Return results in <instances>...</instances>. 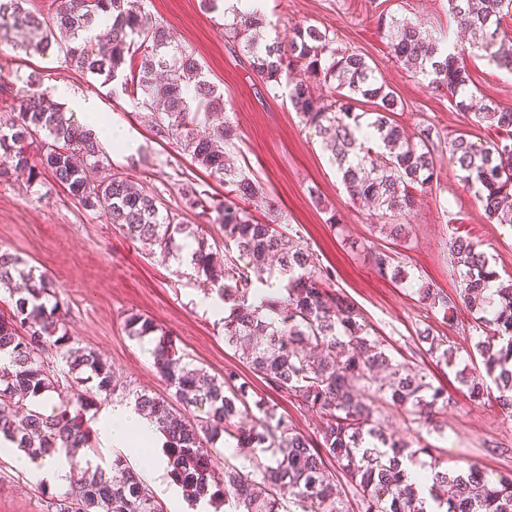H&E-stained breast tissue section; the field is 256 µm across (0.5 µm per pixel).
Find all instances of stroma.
<instances>
[{
    "instance_id": "stroma-1",
    "label": "stroma",
    "mask_w": 512,
    "mask_h": 512,
    "mask_svg": "<svg viewBox=\"0 0 512 512\" xmlns=\"http://www.w3.org/2000/svg\"><path fill=\"white\" fill-rule=\"evenodd\" d=\"M146 8L173 29L209 80L223 90L224 114L237 127L227 150L263 189L249 211L257 220L279 224L316 253L332 273V288L354 302L394 356L427 369L435 384L447 390L448 409L437 414V429L426 436L442 467L472 466L494 479L512 476V417L503 414L494 395L472 400L453 371L436 367L417 339L428 328L472 350L477 336L468 328L467 311L458 310L456 321L444 319L420 301L414 288L379 278L367 256L375 248L397 252L417 284L452 296L460 285L448 275L447 254L457 232L481 244L501 279L512 278V224L488 218L449 164L446 149L456 133L491 141L498 135L496 128L473 122L456 109L446 91L431 88L422 76L395 63L380 24L384 18H402L432 31L444 45L459 43L448 0H266L268 36L289 42L291 24L297 20L333 32L342 46L364 55L405 103L398 121L409 139L417 140L422 129L431 130L438 147V181L417 192L415 206L401 218L408 234L397 242L380 234L374 209L349 195L319 131L305 125L287 96L268 95L260 78L225 41L222 15L203 13L199 0H146ZM468 69L479 94L512 107L511 72L475 55L469 57ZM33 72L41 76L34 86L26 81ZM0 77L13 89L12 97L0 102L1 120L35 92L64 107L73 97L92 100L95 118L134 142L129 150L107 148L113 169L161 194L170 208L183 211L187 223L204 225L212 237H220L213 215L184 211L177 182L190 179L207 185L218 198L224 195L223 186L208 180L175 145L157 140L148 111L135 108L100 77L70 70L57 53L28 55L11 42L0 43ZM329 208L337 214V225L325 222ZM0 248L53 277L74 347L95 350L111 365L118 394L91 407L88 421L122 404L125 393L167 391L148 351L124 328L132 312L168 330L190 361L210 374L220 376L229 368L246 373L238 354L225 345L222 326L201 304L205 285L177 261L128 240L118 226L86 209L52 179L33 187L22 176L0 180ZM0 512H48L45 487L5 455L0 456Z\"/></svg>"
}]
</instances>
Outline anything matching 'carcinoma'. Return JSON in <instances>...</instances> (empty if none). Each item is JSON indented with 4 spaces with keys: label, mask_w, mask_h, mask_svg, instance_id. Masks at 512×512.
Returning <instances> with one entry per match:
<instances>
[{
    "label": "carcinoma",
    "mask_w": 512,
    "mask_h": 512,
    "mask_svg": "<svg viewBox=\"0 0 512 512\" xmlns=\"http://www.w3.org/2000/svg\"><path fill=\"white\" fill-rule=\"evenodd\" d=\"M457 23L468 30L472 48L488 61L512 68V0H448ZM265 20L232 10L224 15V39L237 48L276 97L288 85V100L302 121L326 134L348 193L373 204L388 218L391 236L405 231L392 219L414 204L413 191L438 178L430 129L412 143L395 119L404 105L360 54L340 46L315 25L296 23L288 46L260 37ZM389 53L395 62L446 90L462 112L503 131L493 142L477 143L459 133L448 140V159L460 180L475 189L488 217L512 224V108L472 101L466 49L440 48L417 25L390 20ZM19 42L29 54L53 50L83 74L120 84L142 110L161 106L152 117L155 137L174 144L224 186L217 201L193 181L179 184L183 208L216 213L224 246L209 242L201 225L185 224L159 193L108 168L94 128L43 93L23 101L13 118L0 124V179L22 172L40 184L49 174L83 205L104 214L129 240L182 262L192 275L215 285L224 302L225 342L275 394L319 415V436L310 438L278 414L272 398H253L249 382L233 369L210 374L187 361L169 333L151 318L130 314L128 336L153 337V366L167 394H133L135 410L155 423L164 441L168 475L192 503L224 504V512H342V486L356 497L358 512H512V477L490 481L469 467L442 469L429 443L413 446L387 432L378 406L385 400L418 426H430L448 406L446 392L427 373L394 357L354 303L330 288L331 271L278 224L257 220L246 203L262 187L241 173L224 145L237 137L226 121L213 126L199 106L224 110L219 91L193 53L175 41L170 28L153 19L145 0H0V42ZM373 105L369 121L356 102ZM104 171L87 178L89 168ZM196 248L181 253L177 238ZM459 299L423 285L419 297L451 317L457 304L479 331L476 352L483 369L462 365L461 351L427 329L418 333L426 353L440 367L455 370L469 396L484 397L486 379L496 385L497 401L512 416V279L500 280L478 245L457 236L449 248ZM370 264L397 284L409 275L391 251L374 249ZM283 283L281 299L264 288L271 266ZM11 311L0 316V437L14 443L40 466L56 449L91 448L95 435L84 414L116 390L112 366L92 350H75L60 312L56 285L47 272L15 253L0 250V291ZM55 351L51 365L42 354ZM93 383L73 401L62 396L71 383ZM52 404L51 412L39 403ZM251 417L246 429L242 418ZM233 452L217 462L215 445ZM144 451L137 444L112 458L110 468H87L69 489L50 497L53 512H164L128 457Z\"/></svg>",
    "instance_id": "1"
}]
</instances>
